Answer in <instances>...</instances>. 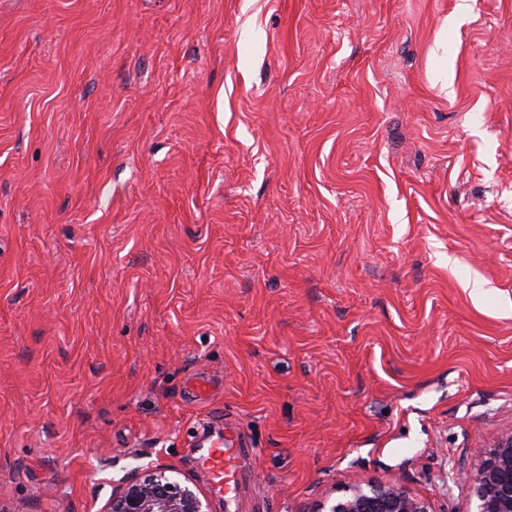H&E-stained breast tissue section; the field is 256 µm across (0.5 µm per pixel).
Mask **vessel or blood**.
<instances>
[{"label": "vessel or blood", "mask_w": 512, "mask_h": 512, "mask_svg": "<svg viewBox=\"0 0 512 512\" xmlns=\"http://www.w3.org/2000/svg\"><path fill=\"white\" fill-rule=\"evenodd\" d=\"M254 453L244 430L230 421L202 446L199 464L208 473L212 488L223 494L225 512H239L247 463Z\"/></svg>", "instance_id": "obj_1"}]
</instances>
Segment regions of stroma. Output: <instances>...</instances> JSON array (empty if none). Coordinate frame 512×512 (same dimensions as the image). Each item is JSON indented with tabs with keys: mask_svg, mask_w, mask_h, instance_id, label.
I'll return each mask as SVG.
<instances>
[{
	"mask_svg": "<svg viewBox=\"0 0 512 512\" xmlns=\"http://www.w3.org/2000/svg\"><path fill=\"white\" fill-rule=\"evenodd\" d=\"M458 3L0 0V512L158 468L224 512L226 415L247 512L353 478L473 512L512 431V0ZM201 447L199 464L208 473L212 488L224 493V510L240 511L241 488L255 448L244 430L228 417L224 418V431H215Z\"/></svg>",
	"mask_w": 512,
	"mask_h": 512,
	"instance_id": "1",
	"label": "stroma"
}]
</instances>
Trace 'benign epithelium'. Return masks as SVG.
<instances>
[{
  "mask_svg": "<svg viewBox=\"0 0 512 512\" xmlns=\"http://www.w3.org/2000/svg\"><path fill=\"white\" fill-rule=\"evenodd\" d=\"M474 487L475 512H512V432L482 452L476 469L461 475ZM105 512H206L202 499L156 469L112 496ZM317 512H428L425 502L398 485L353 481L347 494Z\"/></svg>",
  "mask_w": 512,
  "mask_h": 512,
  "instance_id": "obj_1",
  "label": "benign epithelium"
}]
</instances>
